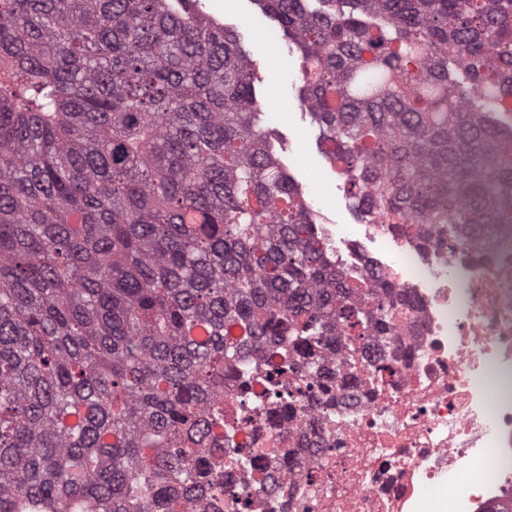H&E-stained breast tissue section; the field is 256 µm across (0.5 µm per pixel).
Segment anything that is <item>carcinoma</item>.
Here are the masks:
<instances>
[{"label":"carcinoma","mask_w":512,"mask_h":512,"mask_svg":"<svg viewBox=\"0 0 512 512\" xmlns=\"http://www.w3.org/2000/svg\"><path fill=\"white\" fill-rule=\"evenodd\" d=\"M198 2L0 0V512H199L227 381L299 402L336 325L391 330L393 284L322 244ZM255 2L368 223H507L512 0Z\"/></svg>","instance_id":"1"}]
</instances>
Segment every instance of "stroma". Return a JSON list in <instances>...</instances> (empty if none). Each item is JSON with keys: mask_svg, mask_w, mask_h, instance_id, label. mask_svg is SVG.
Listing matches in <instances>:
<instances>
[{"mask_svg": "<svg viewBox=\"0 0 512 512\" xmlns=\"http://www.w3.org/2000/svg\"><path fill=\"white\" fill-rule=\"evenodd\" d=\"M198 8L233 29L253 60L261 125L270 131L283 168L318 212L319 223L337 225L347 240L363 242L367 253H379V242L364 237V221L344 189L343 178L328 168L319 128L299 97L300 55L290 47L282 27L255 0H199ZM274 92L279 98L273 106L268 99Z\"/></svg>", "mask_w": 512, "mask_h": 512, "instance_id": "stroma-1", "label": "stroma"}]
</instances>
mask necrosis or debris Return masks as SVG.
<instances>
[{
    "label": "necrosis or debris",
    "instance_id": "obj_1",
    "mask_svg": "<svg viewBox=\"0 0 512 512\" xmlns=\"http://www.w3.org/2000/svg\"><path fill=\"white\" fill-rule=\"evenodd\" d=\"M371 231L393 259L356 251L348 268L394 283L393 330L331 340L318 355L331 394L234 433L264 451L233 472L243 512H417L456 478L459 512L512 502V224L489 253L449 247L443 228L425 242Z\"/></svg>",
    "mask_w": 512,
    "mask_h": 512
}]
</instances>
